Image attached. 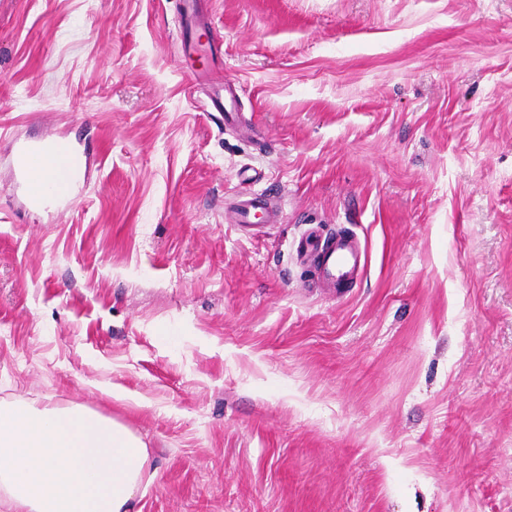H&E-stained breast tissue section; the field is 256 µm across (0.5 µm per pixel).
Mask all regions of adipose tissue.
Listing matches in <instances>:
<instances>
[{"instance_id":"obj_1","label":"adipose tissue","mask_w":512,"mask_h":512,"mask_svg":"<svg viewBox=\"0 0 512 512\" xmlns=\"http://www.w3.org/2000/svg\"><path fill=\"white\" fill-rule=\"evenodd\" d=\"M148 462L145 443L114 421L0 405V500L10 512H131Z\"/></svg>"}]
</instances>
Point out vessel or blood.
<instances>
[{
    "instance_id": "obj_1",
    "label": "vessel or blood",
    "mask_w": 512,
    "mask_h": 512,
    "mask_svg": "<svg viewBox=\"0 0 512 512\" xmlns=\"http://www.w3.org/2000/svg\"><path fill=\"white\" fill-rule=\"evenodd\" d=\"M85 167L78 146L54 134L34 143L18 144L12 158L14 173L29 186L27 202L33 208L70 202L78 183L77 173ZM258 217L267 224L279 223L281 208L264 195L249 194L233 203L228 221L250 224ZM297 251L316 264L317 275L328 288L344 287L353 275L366 271L369 261L365 247L348 233L308 232Z\"/></svg>"
}]
</instances>
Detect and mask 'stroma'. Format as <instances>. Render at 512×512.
Instances as JSON below:
<instances>
[{"instance_id": "35a3bbf8", "label": "stroma", "mask_w": 512, "mask_h": 512, "mask_svg": "<svg viewBox=\"0 0 512 512\" xmlns=\"http://www.w3.org/2000/svg\"><path fill=\"white\" fill-rule=\"evenodd\" d=\"M182 13L0 0V403L140 437L133 512H512V0ZM51 131L89 165L37 211L10 158ZM261 191L281 223H228ZM313 226L355 284L312 287ZM296 251L316 264L325 288H344L353 275L366 271L369 261L365 247L348 233L323 236L310 231L301 238Z\"/></svg>"}]
</instances>
